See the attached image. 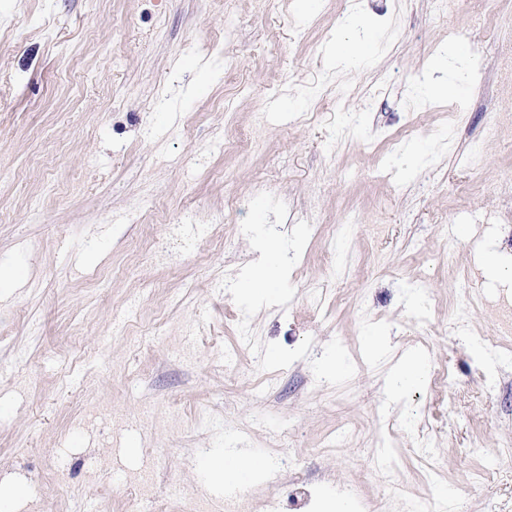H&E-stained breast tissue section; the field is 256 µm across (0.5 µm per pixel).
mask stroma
<instances>
[{
	"label": "stroma",
	"mask_w": 512,
	"mask_h": 512,
	"mask_svg": "<svg viewBox=\"0 0 512 512\" xmlns=\"http://www.w3.org/2000/svg\"><path fill=\"white\" fill-rule=\"evenodd\" d=\"M300 2L0 0V481L27 512H130L149 464L207 512H438L462 485L457 512H512V353L453 319L462 271L512 293L478 268L512 269V223L470 215L512 185V0ZM247 450L234 499L201 494ZM420 380L421 368L419 364L405 362L394 372L389 384V391L393 393L407 390L416 386ZM259 464H255L244 456H229L223 462H216L209 466L210 474L220 483L224 481H238L244 483L250 472L258 470Z\"/></svg>",
	"instance_id": "stroma-1"
}]
</instances>
